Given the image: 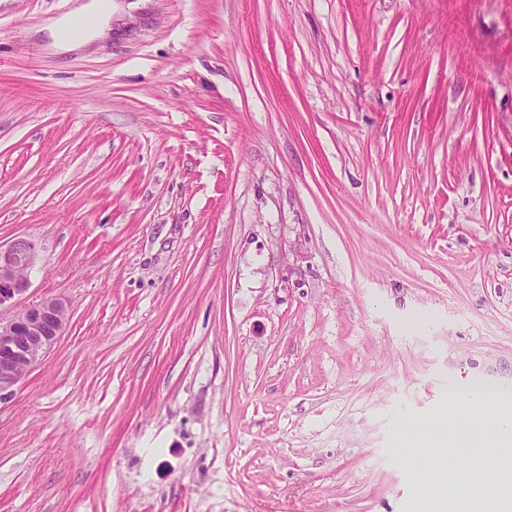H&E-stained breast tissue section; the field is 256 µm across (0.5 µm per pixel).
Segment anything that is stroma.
<instances>
[{
    "label": "stroma",
    "mask_w": 512,
    "mask_h": 512,
    "mask_svg": "<svg viewBox=\"0 0 512 512\" xmlns=\"http://www.w3.org/2000/svg\"><path fill=\"white\" fill-rule=\"evenodd\" d=\"M0 0V512H482L512 396V0ZM92 2L86 3L81 6L76 13L82 14L91 19L92 24L87 27L84 32V39H87L95 24L104 16L112 12V0H91ZM32 262L33 246L27 240L17 239L4 250L0 246V307L26 291ZM66 306L55 298L0 318V400L13 393L43 353L61 335Z\"/></svg>",
    "instance_id": "1"
}]
</instances>
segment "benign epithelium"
<instances>
[{
    "instance_id": "1",
    "label": "benign epithelium",
    "mask_w": 512,
    "mask_h": 512,
    "mask_svg": "<svg viewBox=\"0 0 512 512\" xmlns=\"http://www.w3.org/2000/svg\"><path fill=\"white\" fill-rule=\"evenodd\" d=\"M32 262L33 246L24 239L0 249V307L26 291ZM65 312L62 301L50 298L20 310L7 321L0 319V400L11 396L61 335Z\"/></svg>"
}]
</instances>
